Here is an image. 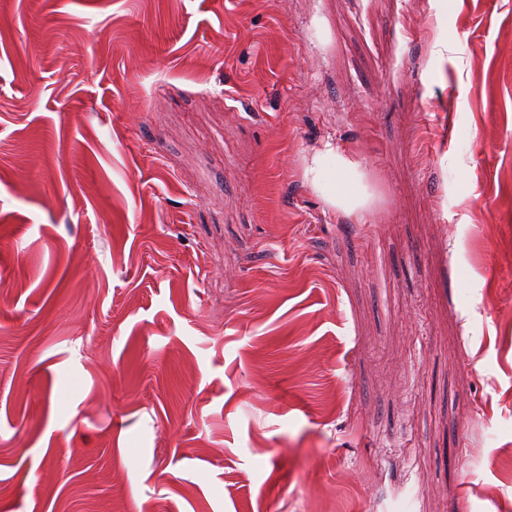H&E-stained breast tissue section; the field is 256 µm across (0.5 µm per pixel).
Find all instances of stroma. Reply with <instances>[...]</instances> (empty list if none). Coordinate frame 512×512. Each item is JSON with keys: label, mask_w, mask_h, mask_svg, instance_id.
Here are the masks:
<instances>
[{"label": "stroma", "mask_w": 512, "mask_h": 512, "mask_svg": "<svg viewBox=\"0 0 512 512\" xmlns=\"http://www.w3.org/2000/svg\"><path fill=\"white\" fill-rule=\"evenodd\" d=\"M0 512H512V0H0Z\"/></svg>", "instance_id": "obj_1"}]
</instances>
